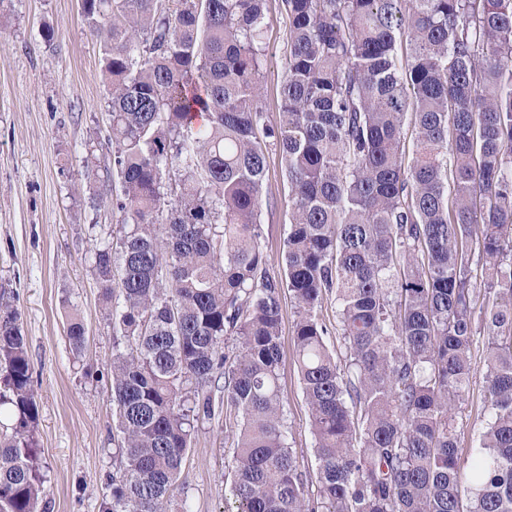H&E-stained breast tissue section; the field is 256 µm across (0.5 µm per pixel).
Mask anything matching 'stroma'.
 Masks as SVG:
<instances>
[{"mask_svg": "<svg viewBox=\"0 0 512 512\" xmlns=\"http://www.w3.org/2000/svg\"><path fill=\"white\" fill-rule=\"evenodd\" d=\"M263 100L269 118L281 105L287 22L281 0H268ZM53 30L52 41L43 38ZM103 54L80 0H0V292L17 308L34 368L38 444L48 512H99L112 471V319L91 272L93 238L111 240L119 213L112 188L86 179L87 162L112 164V114ZM102 195L92 206L94 195ZM290 219L289 187L278 152H269L263 185L262 244L267 272L280 277ZM78 315L81 355L67 339ZM294 304L284 298L280 395L300 468L314 477L310 410L293 344ZM487 339L473 346L474 372L455 414L458 454L480 443L488 417L483 374ZM234 442L220 424L204 426L187 453L170 512H224L232 500L228 463Z\"/></svg>", "mask_w": 512, "mask_h": 512, "instance_id": "35a3bbf8", "label": "stroma"}]
</instances>
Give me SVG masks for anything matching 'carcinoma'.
<instances>
[{"instance_id":"1","label":"carcinoma","mask_w":512,"mask_h":512,"mask_svg":"<svg viewBox=\"0 0 512 512\" xmlns=\"http://www.w3.org/2000/svg\"><path fill=\"white\" fill-rule=\"evenodd\" d=\"M266 3L82 0L112 112V171L85 175L117 176L122 223L92 254L112 315L101 512H167L192 438L221 411L237 512H512V0H282L274 121ZM272 149L291 206L278 279L260 220ZM285 291L314 496L279 393ZM328 294L341 362L319 315ZM481 335L490 419L466 466L454 417ZM67 338L80 353L76 315ZM0 408V512H46L33 369L7 300ZM265 39L269 46L264 66L263 100L270 119L278 118L281 105V85L284 74V45L287 22L281 0H268Z\"/></svg>"}]
</instances>
